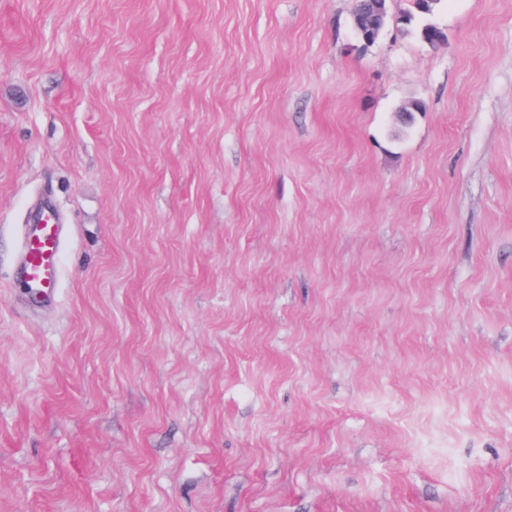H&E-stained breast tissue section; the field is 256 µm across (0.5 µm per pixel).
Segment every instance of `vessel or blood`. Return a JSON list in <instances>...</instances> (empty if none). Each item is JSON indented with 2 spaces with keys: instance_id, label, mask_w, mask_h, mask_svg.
<instances>
[{
  "instance_id": "1",
  "label": "vessel or blood",
  "mask_w": 512,
  "mask_h": 512,
  "mask_svg": "<svg viewBox=\"0 0 512 512\" xmlns=\"http://www.w3.org/2000/svg\"><path fill=\"white\" fill-rule=\"evenodd\" d=\"M62 226L52 201H45L20 235V263L16 282L33 298L46 302L60 280Z\"/></svg>"
}]
</instances>
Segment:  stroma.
Returning a JSON list of instances; mask_svg holds the SVG:
<instances>
[{
  "label": "stroma",
  "mask_w": 512,
  "mask_h": 512,
  "mask_svg": "<svg viewBox=\"0 0 512 512\" xmlns=\"http://www.w3.org/2000/svg\"><path fill=\"white\" fill-rule=\"evenodd\" d=\"M410 8L0 0V512H512V0ZM62 226L51 200L21 229L16 282L33 298L49 301L59 287Z\"/></svg>",
  "instance_id": "35a3bbf8"
}]
</instances>
